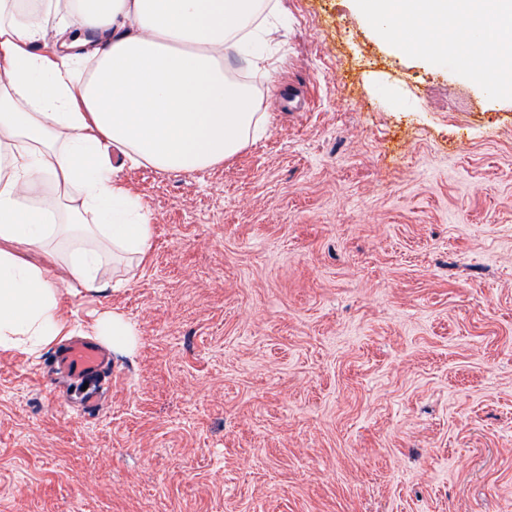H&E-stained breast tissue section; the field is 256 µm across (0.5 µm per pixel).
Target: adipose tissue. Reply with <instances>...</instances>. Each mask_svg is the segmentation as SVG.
I'll return each instance as SVG.
<instances>
[{
    "mask_svg": "<svg viewBox=\"0 0 512 512\" xmlns=\"http://www.w3.org/2000/svg\"><path fill=\"white\" fill-rule=\"evenodd\" d=\"M280 0H0V350L34 355L70 335L62 285L96 289L111 254L145 259L147 209L118 177L123 163L169 174L224 163L264 120L253 86L228 62L266 70L244 46ZM381 34L402 19L413 45L464 16L490 47L481 74H512V0H363ZM68 36L62 56L36 45ZM42 252L49 264L24 260Z\"/></svg>",
    "mask_w": 512,
    "mask_h": 512,
    "instance_id": "obj_1",
    "label": "adipose tissue"
}]
</instances>
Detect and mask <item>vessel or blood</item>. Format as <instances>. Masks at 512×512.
I'll list each match as a JSON object with an SVG mask.
<instances>
[{"mask_svg":"<svg viewBox=\"0 0 512 512\" xmlns=\"http://www.w3.org/2000/svg\"><path fill=\"white\" fill-rule=\"evenodd\" d=\"M107 360V352L101 345L87 339H75L57 352L54 367L80 388L82 400L92 407L96 404Z\"/></svg>","mask_w":512,"mask_h":512,"instance_id":"vessel-or-blood-1","label":"vessel or blood"}]
</instances>
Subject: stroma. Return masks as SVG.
<instances>
[{
	"mask_svg": "<svg viewBox=\"0 0 512 512\" xmlns=\"http://www.w3.org/2000/svg\"><path fill=\"white\" fill-rule=\"evenodd\" d=\"M262 135L204 172L119 173L144 264L68 296L117 314L93 410L56 347L0 351V512H512V95L283 0ZM95 336L112 343V347L128 346L134 339L135 331L132 326L118 315H101L91 325Z\"/></svg>",
	"mask_w": 512,
	"mask_h": 512,
	"instance_id": "35a3bbf8",
	"label": "stroma"
}]
</instances>
